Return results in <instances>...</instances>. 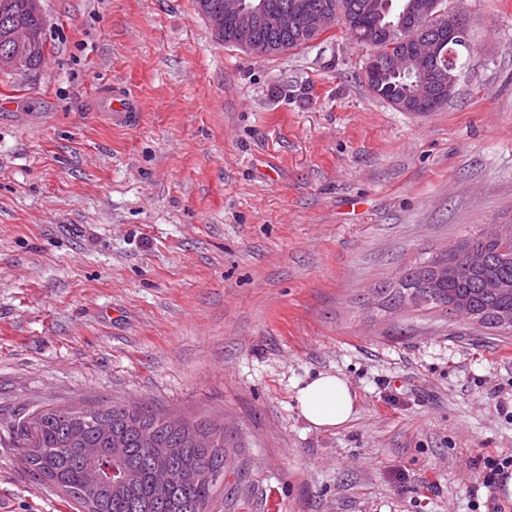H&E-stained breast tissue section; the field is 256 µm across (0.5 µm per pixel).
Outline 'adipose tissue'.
<instances>
[{"instance_id": "ef3b65f1", "label": "adipose tissue", "mask_w": 512, "mask_h": 512, "mask_svg": "<svg viewBox=\"0 0 512 512\" xmlns=\"http://www.w3.org/2000/svg\"><path fill=\"white\" fill-rule=\"evenodd\" d=\"M296 402L303 419L322 429L347 423L355 411V395L338 375L322 374L297 385Z\"/></svg>"}]
</instances>
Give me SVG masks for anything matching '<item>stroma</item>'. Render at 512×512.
<instances>
[{
    "mask_svg": "<svg viewBox=\"0 0 512 512\" xmlns=\"http://www.w3.org/2000/svg\"><path fill=\"white\" fill-rule=\"evenodd\" d=\"M447 104L369 89L334 30L257 56L195 0H41L45 56L0 71V420L138 404L224 429L207 512H506L512 338L373 288L512 228V0H458ZM128 99L129 122H112ZM343 376L356 414L300 415ZM0 512H77L0 430ZM298 410L316 428H333L347 423L355 411V395L339 375L320 374L296 386Z\"/></svg>",
    "mask_w": 512,
    "mask_h": 512,
    "instance_id": "obj_1",
    "label": "stroma"
}]
</instances>
